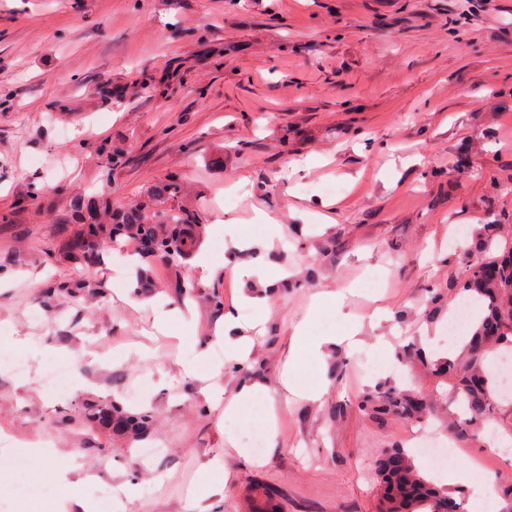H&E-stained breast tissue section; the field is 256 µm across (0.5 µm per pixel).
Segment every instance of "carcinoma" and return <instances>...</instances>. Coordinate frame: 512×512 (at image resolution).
<instances>
[{
	"label": "carcinoma",
	"mask_w": 512,
	"mask_h": 512,
	"mask_svg": "<svg viewBox=\"0 0 512 512\" xmlns=\"http://www.w3.org/2000/svg\"><path fill=\"white\" fill-rule=\"evenodd\" d=\"M182 189L180 179L171 175L161 184L148 187L146 200L136 207L114 206L109 192L72 198L71 214L84 228L66 241L64 257L84 259L123 239L140 247L149 241L152 247L142 250L144 256L158 257L174 270L180 268L205 224L198 209L168 206L181 196ZM500 228L499 224H487L476 234L477 256L469 261L457 287L450 289L456 296L482 302L484 310L482 318L472 323L460 353L431 359L413 342L401 352V360L410 368L419 367L450 386L449 399L460 414L446 419L445 427L461 442L476 438L486 423L497 419L499 394L487 360L502 347L512 348V246H504L490 261L483 258L498 247ZM485 263L496 269L492 280L482 273ZM357 405L365 419L372 422L396 419L422 424L434 415L437 400L424 399L411 387L393 385L361 393ZM86 419L134 438L148 429L153 413L148 409L131 413L115 403L94 404L88 407ZM376 477L379 512H442L450 503L455 512H463L460 497L426 479L402 448H390L380 455ZM254 500V512H281L280 503L266 487L255 488Z\"/></svg>",
	"instance_id": "carcinoma-1"
}]
</instances>
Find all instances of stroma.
Here are the masks:
<instances>
[{
  "label": "stroma",
  "mask_w": 512,
  "mask_h": 512,
  "mask_svg": "<svg viewBox=\"0 0 512 512\" xmlns=\"http://www.w3.org/2000/svg\"><path fill=\"white\" fill-rule=\"evenodd\" d=\"M114 145L124 158L106 175ZM463 153L467 166L449 170ZM170 174L187 187L181 204L206 206L196 251L230 260L211 280L193 281L188 261L63 257L80 230L73 195L108 191L126 206ZM486 224H512V0H0V332L27 342L24 371L0 363V497L13 512H48L49 499L19 487L56 484L72 454L93 479L71 473L59 494L96 504L133 481L125 512H248L257 484L278 489L282 512H376L375 460L406 446L410 424L368 422L356 397L407 377L395 356L407 341L452 346L455 304L430 316L428 290L455 287L465 268L470 244L453 228ZM141 273L152 288L120 300ZM258 289L265 310L241 305ZM320 292L344 300L317 315L316 333L361 331L355 345L325 346L323 363L300 355L298 385L328 384L311 402L281 380ZM161 304L183 314L165 335L153 327ZM228 308L239 317L230 338L264 327L241 366L216 334ZM141 342L153 358L140 359ZM198 348L210 361L185 375ZM53 358L82 370L83 388L54 394ZM215 366L227 391L265 386L243 418L205 402ZM112 402L152 410L143 444L155 455L100 423L56 421L62 408ZM495 427L499 445L463 443L447 460L490 497L512 480V394ZM257 429L264 447L248 462L238 451ZM44 442L52 454L34 453ZM205 473L214 491L200 501Z\"/></svg>",
  "instance_id": "stroma-1"
}]
</instances>
